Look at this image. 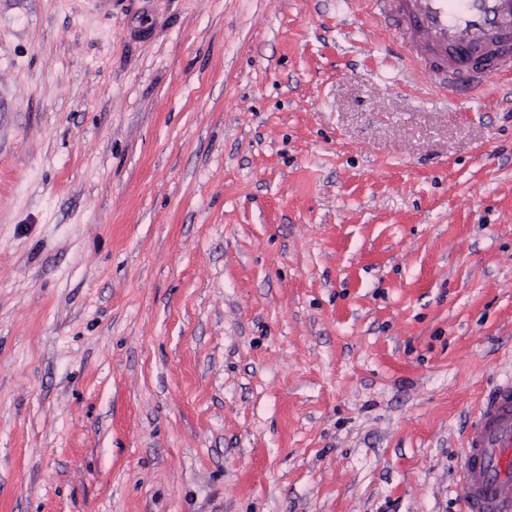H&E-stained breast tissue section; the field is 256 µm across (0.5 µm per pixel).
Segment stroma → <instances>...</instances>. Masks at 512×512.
<instances>
[{
    "mask_svg": "<svg viewBox=\"0 0 512 512\" xmlns=\"http://www.w3.org/2000/svg\"><path fill=\"white\" fill-rule=\"evenodd\" d=\"M363 0H0V512H458L512 376V83Z\"/></svg>",
    "mask_w": 512,
    "mask_h": 512,
    "instance_id": "obj_1",
    "label": "stroma"
}]
</instances>
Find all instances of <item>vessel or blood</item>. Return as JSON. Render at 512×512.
Returning a JSON list of instances; mask_svg holds the SVG:
<instances>
[{
	"label": "vessel or blood",
	"instance_id": "1",
	"mask_svg": "<svg viewBox=\"0 0 512 512\" xmlns=\"http://www.w3.org/2000/svg\"><path fill=\"white\" fill-rule=\"evenodd\" d=\"M395 25L402 56L450 96L512 78V0H366ZM461 512H512V380L483 398L465 434Z\"/></svg>",
	"mask_w": 512,
	"mask_h": 512
}]
</instances>
